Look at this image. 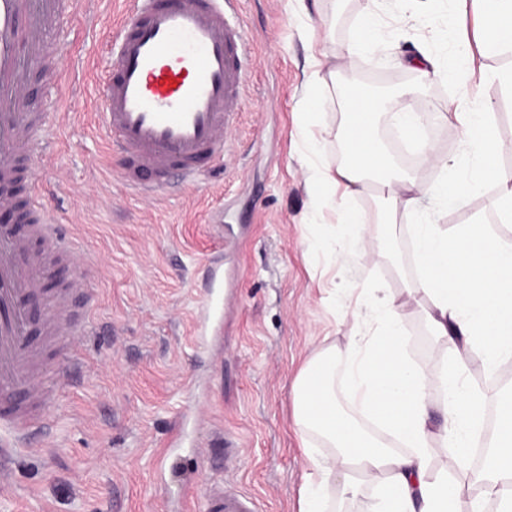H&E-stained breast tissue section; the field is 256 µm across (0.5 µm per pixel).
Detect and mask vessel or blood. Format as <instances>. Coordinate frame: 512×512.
Returning a JSON list of instances; mask_svg holds the SVG:
<instances>
[{
  "label": "vessel or blood",
  "mask_w": 512,
  "mask_h": 512,
  "mask_svg": "<svg viewBox=\"0 0 512 512\" xmlns=\"http://www.w3.org/2000/svg\"><path fill=\"white\" fill-rule=\"evenodd\" d=\"M236 0H135L121 20L112 48V76L102 122L121 158L126 188L151 196L167 188L172 173L194 184L207 165L224 158L229 134L242 110L249 45ZM63 0H0V209L17 206L15 180L50 150L54 125L45 113L24 111L28 67L50 58L49 33L60 23ZM155 179L145 184L141 170ZM28 238L0 226V446L18 448L39 426L40 407L59 394L42 376L41 343L60 336H88L97 294L85 269L96 255L78 254L52 212L32 199ZM80 255L82 268L65 287L47 289L54 265ZM48 295L42 339H35L28 298ZM213 295L200 303L193 333L206 338L219 321ZM204 512H256L250 497L223 486L209 487Z\"/></svg>",
  "instance_id": "vessel-or-blood-1"
}]
</instances>
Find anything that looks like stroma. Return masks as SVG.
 <instances>
[{
    "mask_svg": "<svg viewBox=\"0 0 512 512\" xmlns=\"http://www.w3.org/2000/svg\"><path fill=\"white\" fill-rule=\"evenodd\" d=\"M124 6L74 0L54 33L63 46L59 86L33 68L24 89L26 103L56 125L54 151L35 173L40 193L81 251L99 256L87 271L98 304L93 335L75 341L83 363L49 408L52 429L0 471V512H177V502L178 512H203L206 487L224 480L255 497L259 512H297L310 467L293 422V381L324 339L356 329L355 293H396L415 273L399 232L364 259L339 254L342 227L334 209L315 203L312 166L343 160L333 133L340 109L326 93L317 124L302 128L308 46L327 29L344 46L359 19L377 12L384 49L351 58L345 76L383 84L387 72H407L410 58L444 63L452 44L431 29L444 25L454 0H321L308 13L295 0H239L251 35L248 97L224 164L192 188L150 198L118 180L97 117ZM481 94L512 172V91L489 85ZM494 193L461 208L423 206L452 230L483 215ZM216 255L228 301L218 333L200 344L192 316ZM228 434L241 448L230 464Z\"/></svg>",
    "mask_w": 512,
    "mask_h": 512,
    "instance_id": "stroma-1",
    "label": "stroma"
}]
</instances>
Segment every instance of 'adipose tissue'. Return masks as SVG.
<instances>
[{"instance_id":"1","label":"adipose tissue","mask_w":512,"mask_h":512,"mask_svg":"<svg viewBox=\"0 0 512 512\" xmlns=\"http://www.w3.org/2000/svg\"><path fill=\"white\" fill-rule=\"evenodd\" d=\"M481 20L484 54L512 52V0H473ZM305 121H313L325 91L336 82L330 37L312 43ZM417 90L398 94V111L380 112L362 93L343 101L337 135L346 152L336 168L315 167L320 189H340L338 222L349 253L365 255L387 241L405 218L416 245L417 281L399 293L365 289L369 318L343 343L318 348L293 385V416L312 472L301 489L298 512H326L336 500L376 486L369 512H485L497 503L512 512V394L477 387L468 378L481 361L492 381L512 361V241L493 224L512 223V174L499 158L492 114L468 93L450 98L435 121H452L474 158L468 173H452L439 149L431 159L441 172L428 184L395 173L376 140L380 122L408 135L424 125ZM498 193L489 218L455 232L435 224L424 199L458 205L487 184ZM376 201L374 217L353 206L360 195ZM423 319L433 339L432 361L410 362L402 331L406 311ZM442 423H435V414ZM324 454H315L316 443Z\"/></svg>"}]
</instances>
